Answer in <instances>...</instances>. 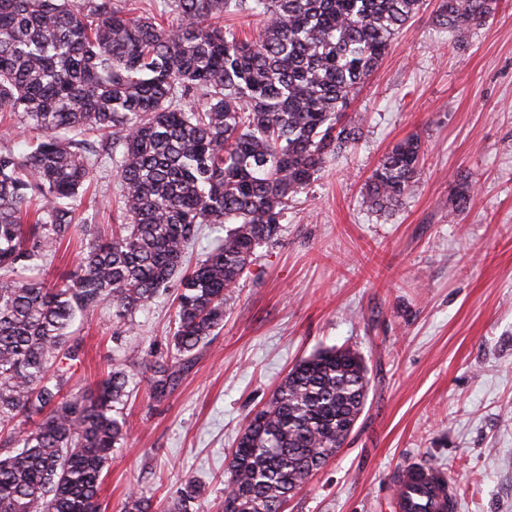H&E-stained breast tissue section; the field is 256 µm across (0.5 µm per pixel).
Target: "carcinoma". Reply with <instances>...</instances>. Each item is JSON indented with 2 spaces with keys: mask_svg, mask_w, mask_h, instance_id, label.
Returning <instances> with one entry per match:
<instances>
[{
  "mask_svg": "<svg viewBox=\"0 0 512 512\" xmlns=\"http://www.w3.org/2000/svg\"><path fill=\"white\" fill-rule=\"evenodd\" d=\"M424 0H164L137 15L119 0H0V112L33 134L0 150V512H101L99 490L125 438L117 405L126 364L84 391L70 383L77 314L112 304L132 320L180 278L173 355L153 362L150 396L224 323V302L288 204L355 144L347 110ZM498 0H443L450 31L479 25ZM260 18L251 38L224 14ZM174 15L165 19V13ZM96 140L120 148L124 224L109 238L83 206ZM421 142H397L368 178L363 204H403ZM201 224L224 239L194 265ZM88 240L77 271L38 276L62 243ZM361 355L339 347L293 366L247 422L226 469L224 512H280L342 447L365 404ZM41 416L32 431L20 417ZM187 478L166 512H188ZM122 512H152L130 494Z\"/></svg>",
  "mask_w": 512,
  "mask_h": 512,
  "instance_id": "carcinoma-1",
  "label": "carcinoma"
}]
</instances>
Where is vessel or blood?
I'll list each match as a JSON object with an SVG mask.
<instances>
[{
  "instance_id": "1",
  "label": "vessel or blood",
  "mask_w": 512,
  "mask_h": 512,
  "mask_svg": "<svg viewBox=\"0 0 512 512\" xmlns=\"http://www.w3.org/2000/svg\"><path fill=\"white\" fill-rule=\"evenodd\" d=\"M392 512H459L460 500L447 473L428 463L412 461L394 477Z\"/></svg>"
}]
</instances>
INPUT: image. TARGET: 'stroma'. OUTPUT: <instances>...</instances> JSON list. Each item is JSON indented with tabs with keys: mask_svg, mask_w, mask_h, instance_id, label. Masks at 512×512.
I'll return each instance as SVG.
<instances>
[{
	"mask_svg": "<svg viewBox=\"0 0 512 512\" xmlns=\"http://www.w3.org/2000/svg\"><path fill=\"white\" fill-rule=\"evenodd\" d=\"M440 3L395 38L349 107L360 139L289 204L167 397L151 398L147 377L170 352L173 294L129 325L106 304L76 321L75 388L105 376L121 343L134 375L102 512L133 491L159 512L189 476L196 512H224L248 418L296 362L331 347L362 354L367 401L286 512H390L393 477L413 460L446 469L462 512H512V0L459 33L437 24ZM410 135L422 150L411 193L392 213L367 209L368 177Z\"/></svg>",
	"mask_w": 512,
	"mask_h": 512,
	"instance_id": "stroma-1",
	"label": "stroma"
}]
</instances>
